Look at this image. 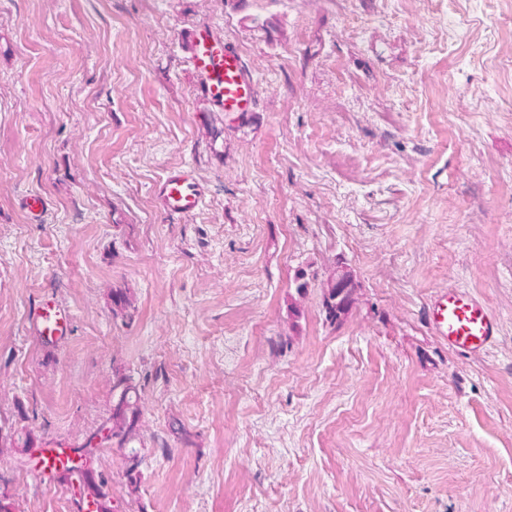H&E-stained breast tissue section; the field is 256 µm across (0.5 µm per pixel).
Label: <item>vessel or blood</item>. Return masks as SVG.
<instances>
[{
	"label": "vessel or blood",
	"instance_id": "1",
	"mask_svg": "<svg viewBox=\"0 0 512 512\" xmlns=\"http://www.w3.org/2000/svg\"><path fill=\"white\" fill-rule=\"evenodd\" d=\"M189 61L197 86L210 103L223 112L247 117L259 94L256 78L235 46L220 42L206 26L193 29L188 38ZM159 208L170 215H190L205 202L206 188L194 168L170 169L154 188ZM426 320L435 336L452 350L478 354L499 334L498 322L476 294L460 288L437 291L426 304ZM71 313L53 298L34 308L31 324L35 336L55 343L69 332Z\"/></svg>",
	"mask_w": 512,
	"mask_h": 512
}]
</instances>
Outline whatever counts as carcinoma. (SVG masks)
<instances>
[{
    "mask_svg": "<svg viewBox=\"0 0 512 512\" xmlns=\"http://www.w3.org/2000/svg\"><path fill=\"white\" fill-rule=\"evenodd\" d=\"M353 289L331 288L325 294L323 307L326 318L336 321L346 316L350 309ZM115 404L112 415L103 421L97 431L109 430L104 443L113 448L127 450L124 454L126 475L131 491L138 489L140 481L141 458L135 449L129 445L139 439L138 421L142 414L140 397L137 385L131 376L121 374L113 381ZM77 464L66 466L56 471V476L61 481L73 486H78L80 499H92L97 504V512H109L108 493L105 490L106 481L95 480L92 475V465L97 449L78 448Z\"/></svg>",
    "mask_w": 512,
    "mask_h": 512,
    "instance_id": "cac0c4a2",
    "label": "carcinoma"
}]
</instances>
